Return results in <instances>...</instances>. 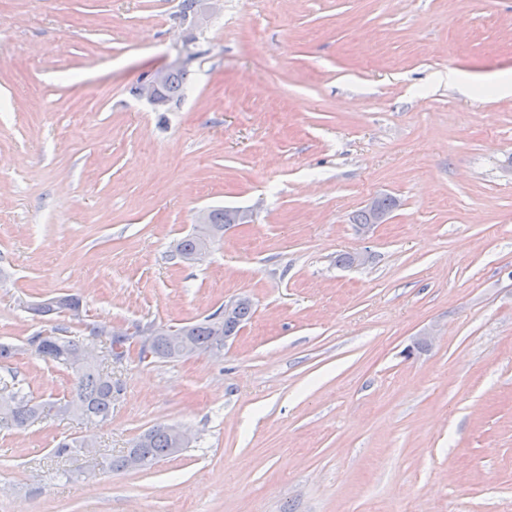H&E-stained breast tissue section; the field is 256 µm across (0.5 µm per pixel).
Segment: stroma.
<instances>
[{"label": "stroma", "instance_id": "stroma-1", "mask_svg": "<svg viewBox=\"0 0 512 512\" xmlns=\"http://www.w3.org/2000/svg\"><path fill=\"white\" fill-rule=\"evenodd\" d=\"M178 3L0 0V390L68 395L40 331L253 314L112 363L106 423L1 425L0 512H512V98L446 78L512 72V0H224L193 36ZM173 64L180 104L130 95ZM215 208L250 219L182 261ZM62 293L86 321L24 309ZM163 422L179 456L107 469ZM380 205L384 210L379 207V197H374L367 206V209L370 210L373 214V224L387 223L389 213H391L396 208L397 202L393 197L381 196ZM367 209L363 208L358 211L355 217V224H358L359 226L371 224L372 216ZM252 308V303H245L236 308L231 315L224 317V319H216L215 323L218 327L222 324V321L224 320V344L231 338L232 335H236V333L241 327V324L251 316ZM223 336H218V340L221 344L223 343Z\"/></svg>", "mask_w": 512, "mask_h": 512}]
</instances>
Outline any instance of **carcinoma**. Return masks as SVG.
<instances>
[{
  "mask_svg": "<svg viewBox=\"0 0 512 512\" xmlns=\"http://www.w3.org/2000/svg\"><path fill=\"white\" fill-rule=\"evenodd\" d=\"M187 78V71L178 68L167 74L162 86V96L168 105L181 101ZM231 226L229 209H212L209 211V223L196 232L187 235L177 244L179 256H189L204 245L224 236V230ZM82 307L81 300L73 295H61L33 304L29 310L39 316L78 317L74 310ZM252 304L245 303L224 317L223 335L234 336L241 324L251 316ZM182 334L192 343L196 352L211 350L215 328L208 319L194 324L181 326ZM82 342L70 336L49 335L40 350L33 354L40 360L62 367L72 373L73 382L69 399L60 405V411L72 413L88 423L103 424L112 418V374L105 373L99 366L83 362L80 359ZM43 412L42 404L35 401L19 386L10 397L7 407L0 406V420L5 419L22 430L33 423ZM174 425L159 423L140 435L128 450V454L138 456L149 463L161 458L172 457L188 447L181 443L173 432Z\"/></svg>",
  "mask_w": 512,
  "mask_h": 512,
  "instance_id": "cac0c4a2",
  "label": "carcinoma"
}]
</instances>
